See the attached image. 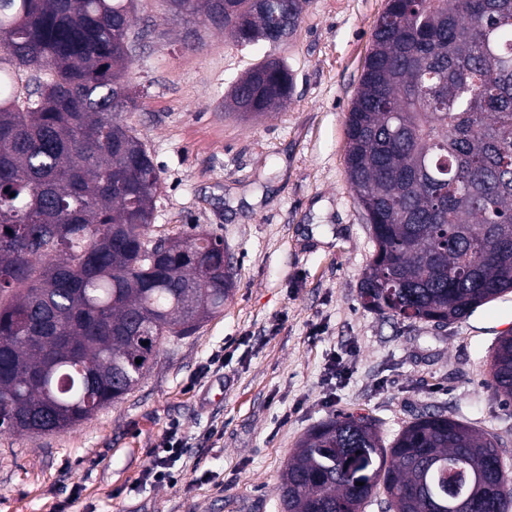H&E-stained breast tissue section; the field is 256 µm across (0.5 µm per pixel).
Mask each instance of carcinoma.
<instances>
[{
	"label": "carcinoma",
	"instance_id": "carcinoma-1",
	"mask_svg": "<svg viewBox=\"0 0 512 512\" xmlns=\"http://www.w3.org/2000/svg\"><path fill=\"white\" fill-rule=\"evenodd\" d=\"M244 47L299 26L295 0H171ZM134 0H0V433L81 424L140 382L160 345L224 311V240L206 230L142 258L162 189L126 113ZM28 75L25 93L15 75ZM236 85L267 113L293 78L267 57ZM348 181L375 242L364 307L457 321L512 292V0H387L346 122ZM149 344H143V341ZM140 363H135V360ZM512 403V336L492 352ZM496 440L442 412L417 415L390 444L375 421L338 415L289 455L285 512H431L488 471L509 512L512 473L488 470Z\"/></svg>",
	"mask_w": 512,
	"mask_h": 512
}]
</instances>
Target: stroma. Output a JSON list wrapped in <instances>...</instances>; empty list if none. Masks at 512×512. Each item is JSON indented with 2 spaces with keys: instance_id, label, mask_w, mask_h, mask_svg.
I'll use <instances>...</instances> for the list:
<instances>
[{
  "instance_id": "35a3bbf8",
  "label": "stroma",
  "mask_w": 512,
  "mask_h": 512,
  "mask_svg": "<svg viewBox=\"0 0 512 512\" xmlns=\"http://www.w3.org/2000/svg\"><path fill=\"white\" fill-rule=\"evenodd\" d=\"M386 0H310L274 48L294 80L259 119L229 112L231 86L261 50L223 32L182 50L183 24L140 0L128 121L162 182L150 235L215 232L235 286L221 314L164 342L120 402L73 429L0 434V512H282L285 462L336 414L375 419L392 441L418 412L497 437L512 469V405L489 386V355L512 333V293L439 328L366 309L374 242L350 189L346 121ZM220 372L202 374L214 355ZM189 446L177 483L143 479L169 421Z\"/></svg>"
}]
</instances>
